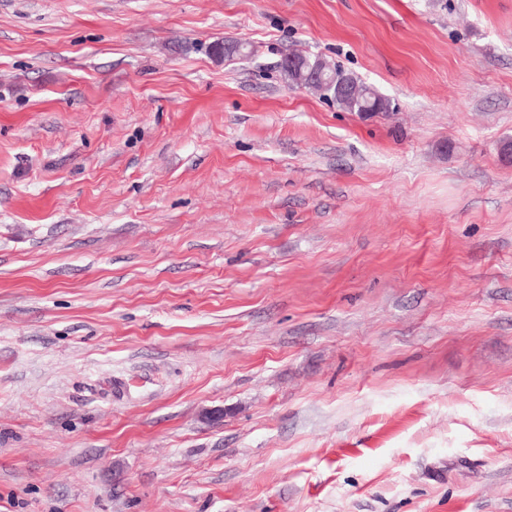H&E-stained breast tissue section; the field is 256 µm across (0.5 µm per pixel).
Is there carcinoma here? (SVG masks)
I'll return each instance as SVG.
<instances>
[{
    "instance_id": "1",
    "label": "carcinoma",
    "mask_w": 512,
    "mask_h": 512,
    "mask_svg": "<svg viewBox=\"0 0 512 512\" xmlns=\"http://www.w3.org/2000/svg\"><path fill=\"white\" fill-rule=\"evenodd\" d=\"M213 54L227 61L244 59L251 51L239 41H225L212 46ZM288 56L293 62L283 60L280 67L292 87L314 91L325 98H331L351 112L364 111L365 99L372 100L373 111H389V101L379 95L371 86L356 80L325 59L307 53L292 51Z\"/></svg>"
}]
</instances>
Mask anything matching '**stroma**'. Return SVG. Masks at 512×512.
I'll return each instance as SVG.
<instances>
[{"label": "stroma", "mask_w": 512, "mask_h": 512, "mask_svg": "<svg viewBox=\"0 0 512 512\" xmlns=\"http://www.w3.org/2000/svg\"><path fill=\"white\" fill-rule=\"evenodd\" d=\"M511 142L512 0H0V512H512ZM286 56L292 57L294 60L288 64V57H286L282 63L280 62V67L288 79L289 86L302 87L320 93L324 98L335 100L337 104L350 112H363L366 97H370L373 101V112L389 111L390 105L387 99L379 95L371 86L354 79L325 59L299 51L289 52ZM315 71L332 76V81L330 83L316 82L312 78V73ZM341 84H346L350 91L347 93L339 91Z\"/></svg>", "instance_id": "stroma-1"}]
</instances>
